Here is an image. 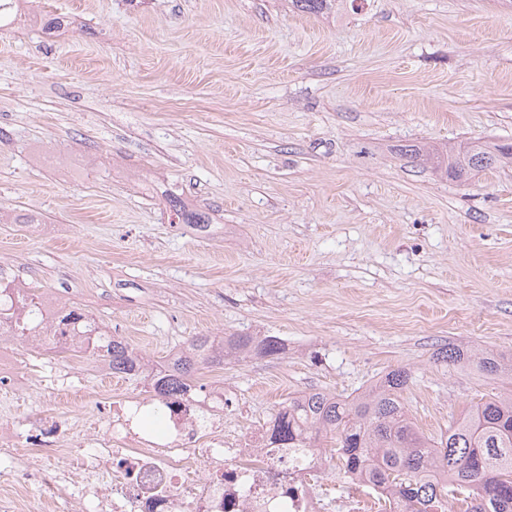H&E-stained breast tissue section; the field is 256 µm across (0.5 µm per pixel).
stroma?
<instances>
[{
    "label": "stroma",
    "instance_id": "stroma-1",
    "mask_svg": "<svg viewBox=\"0 0 512 512\" xmlns=\"http://www.w3.org/2000/svg\"><path fill=\"white\" fill-rule=\"evenodd\" d=\"M63 28H0V259L151 363L193 336H274L201 368L236 431L289 397L410 379L414 424L503 392L442 362L512 361V166L456 180L405 146L512 143V0H32ZM206 213L213 230L169 208ZM42 219L33 234L27 217ZM22 418L53 367L30 348ZM71 360L88 395H144ZM441 359L443 362H450L455 365H472L482 372L496 374L499 377L507 374L512 386V368L502 367L491 354L464 353L459 349H445V351H442Z\"/></svg>",
    "mask_w": 512,
    "mask_h": 512
}]
</instances>
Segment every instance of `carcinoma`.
Listing matches in <instances>:
<instances>
[{
    "label": "carcinoma",
    "mask_w": 512,
    "mask_h": 512,
    "mask_svg": "<svg viewBox=\"0 0 512 512\" xmlns=\"http://www.w3.org/2000/svg\"><path fill=\"white\" fill-rule=\"evenodd\" d=\"M341 0H288L297 11L321 14ZM435 169L456 179L468 177L502 163H512L511 144L474 145L463 150L434 152L410 150ZM171 210L200 231L208 228V216L188 213L176 198ZM192 350L208 356L176 361L170 373L158 380L153 391L165 397L186 388L202 365H216L240 354L256 351L274 357L284 350L276 337L195 336ZM112 371L128 370L139 353L128 343L112 341L106 351ZM442 361L472 365L482 372L506 375V369L490 354L442 352ZM408 380L402 369L388 372L361 396L342 400L323 392L288 399L271 421L269 444L275 448H315L322 436L336 443L330 458L339 460V473L358 476L382 490L400 512H448V499L466 504L465 512H512V392L494 395L474 406L462 419H452L438 441L421 434L410 420L401 392Z\"/></svg>",
    "instance_id": "cac0c4a2"
}]
</instances>
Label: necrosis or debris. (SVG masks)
Here are the masks:
<instances>
[{"mask_svg": "<svg viewBox=\"0 0 512 512\" xmlns=\"http://www.w3.org/2000/svg\"><path fill=\"white\" fill-rule=\"evenodd\" d=\"M30 306L23 276L0 273V391L22 389L10 348ZM64 302L47 294L27 342L58 363L111 339L96 320L59 321ZM51 402L0 420V512H327L329 492L313 448H268L263 435L224 426V391L188 387L163 404L161 431L141 428L148 404L101 392L93 409L72 370L53 379Z\"/></svg>", "mask_w": 512, "mask_h": 512, "instance_id": "obj_1", "label": "necrosis or debris"}]
</instances>
